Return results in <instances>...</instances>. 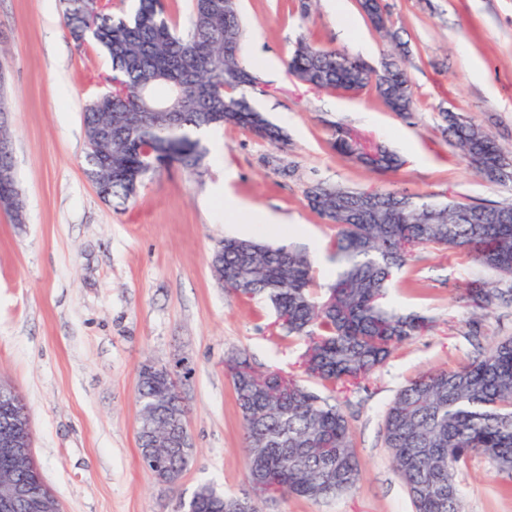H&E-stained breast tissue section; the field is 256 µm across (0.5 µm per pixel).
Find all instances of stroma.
<instances>
[{
    "instance_id": "obj_1",
    "label": "stroma",
    "mask_w": 512,
    "mask_h": 512,
    "mask_svg": "<svg viewBox=\"0 0 512 512\" xmlns=\"http://www.w3.org/2000/svg\"><path fill=\"white\" fill-rule=\"evenodd\" d=\"M241 58L258 77L254 106L281 126L287 144L224 126L204 137L207 155L187 170L158 168L122 206L105 203L85 173L82 112L107 92L111 64L91 40L70 37L60 0H0V70L24 221L0 211V381L22 395L32 417L35 460L63 512H176L203 484L248 492L243 423L224 361L247 351L259 371L302 376V342L284 336L271 308L225 289L210 257L242 237L254 212L276 224L254 239L308 255L318 287L336 278L335 228L306 199L314 183L415 194L427 201L512 204V182L480 176L442 134L440 110L489 131L512 149V0H382L388 27L408 43L416 102L400 117L376 92L318 91L288 72L299 36L379 67L389 43L345 0H238ZM399 155L398 169L373 172L336 152V131ZM247 210L224 219V188ZM466 253L420 250L391 282L388 304L434 325L399 346L369 379L336 399L348 416L362 468L356 489L329 500L296 496L262 512H414L383 444L386 408L418 374L452 369L503 336L512 307L468 334L466 285L490 278ZM193 362L184 385L193 460L179 485L159 483L137 441L142 363ZM465 512H512V494L474 458L459 477Z\"/></svg>"
}]
</instances>
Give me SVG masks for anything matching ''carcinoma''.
<instances>
[{"instance_id": "1", "label": "carcinoma", "mask_w": 512, "mask_h": 512, "mask_svg": "<svg viewBox=\"0 0 512 512\" xmlns=\"http://www.w3.org/2000/svg\"><path fill=\"white\" fill-rule=\"evenodd\" d=\"M63 18L77 42L92 39L109 57L122 88L107 101L90 100L82 120L86 141H96L99 124L110 137L85 156L86 174L110 189L109 201L126 204L151 174L150 162L198 168L206 156L199 134L221 125L250 130L272 143L283 140L244 93L257 84L240 61L242 26L237 5L193 0L185 33L173 26L163 0H138L129 18L99 10L97 0H61ZM360 7L377 30L376 0ZM93 31L83 33L86 18ZM300 82L319 90L375 89L383 104L406 117L414 95L397 49L380 68L301 39L288 60ZM181 88L169 112L154 111L143 88ZM444 131L490 182H512V156L480 126L453 112L441 113ZM112 165L94 163L97 153ZM372 171L394 170L401 158L381 147L361 159ZM309 207L336 226L332 243L339 271L324 293L314 288L310 258L299 251L226 238L211 255L210 268L224 287L241 297L272 305L284 335L304 341L306 373L334 392L340 384L370 378L394 348L431 328L417 313L391 310L387 294L393 274L419 248L464 251L495 274L497 284L474 280L466 289L472 336L480 321L501 306H512V205L437 204L399 191L345 185H311ZM245 432L247 477L260 478L282 496L326 500L356 488L361 468L350 421L333 396H322L280 371H258L248 352L226 361ZM138 444L143 464L154 474L182 476L193 452L145 448L170 413L187 411L176 384L144 364L139 370ZM389 449L415 512H464L458 476L481 456L512 490V337L498 339L481 356L453 370L424 372L403 386L383 417ZM42 481L35 460L23 470L0 454V478ZM183 512H240L234 498L202 485L180 504Z\"/></svg>"}]
</instances>
